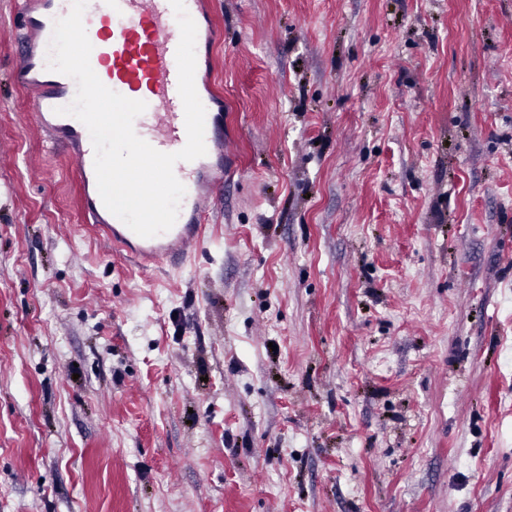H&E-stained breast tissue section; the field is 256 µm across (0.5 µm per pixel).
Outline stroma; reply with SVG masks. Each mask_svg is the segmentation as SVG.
Segmentation results:
<instances>
[{
	"mask_svg": "<svg viewBox=\"0 0 512 512\" xmlns=\"http://www.w3.org/2000/svg\"><path fill=\"white\" fill-rule=\"evenodd\" d=\"M0 512H512V0H209L225 173L142 272L13 80Z\"/></svg>",
	"mask_w": 512,
	"mask_h": 512,
	"instance_id": "obj_1",
	"label": "stroma"
}]
</instances>
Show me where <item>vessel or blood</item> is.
Listing matches in <instances>:
<instances>
[{
    "mask_svg": "<svg viewBox=\"0 0 512 512\" xmlns=\"http://www.w3.org/2000/svg\"><path fill=\"white\" fill-rule=\"evenodd\" d=\"M198 19L197 40L211 47L224 38L213 19H201L202 0H185ZM72 0H23L17 13L25 49L14 76L29 95L33 120L53 143L71 147L83 188V204L96 228L143 269L177 256H186L202 235L203 222L224 184L222 113L214 97L201 101L206 109L205 156L180 161L176 177L185 186L178 218L167 232L143 238L104 206L98 192L94 149L87 127L77 118L60 114L72 103L75 81L47 68V53L56 19L66 16ZM83 23L92 44L90 64L104 85L147 108L134 121L138 136L164 153L181 150L187 141L182 100L178 93L176 49L180 31L169 0H88Z\"/></svg>",
    "mask_w": 512,
    "mask_h": 512,
    "instance_id": "b4317fda",
    "label": "vessel or blood"
}]
</instances>
